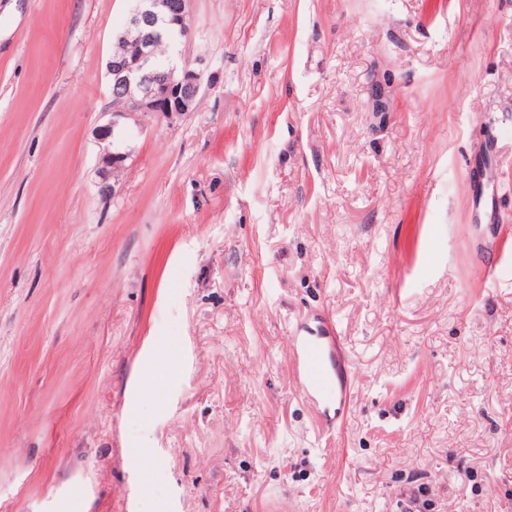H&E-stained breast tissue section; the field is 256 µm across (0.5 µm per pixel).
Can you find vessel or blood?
<instances>
[{"label": "vessel or blood", "mask_w": 512, "mask_h": 512, "mask_svg": "<svg viewBox=\"0 0 512 512\" xmlns=\"http://www.w3.org/2000/svg\"><path fill=\"white\" fill-rule=\"evenodd\" d=\"M289 365L294 375V387L318 413H325L327 402L335 397L337 388L357 382L358 373L339 362L341 338L336 328H329L320 337L289 336Z\"/></svg>", "instance_id": "1"}]
</instances>
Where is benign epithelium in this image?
I'll return each instance as SVG.
<instances>
[{"label":"benign epithelium","instance_id":"obj_1","mask_svg":"<svg viewBox=\"0 0 512 512\" xmlns=\"http://www.w3.org/2000/svg\"><path fill=\"white\" fill-rule=\"evenodd\" d=\"M126 27L119 36H132L139 44L135 56L112 58L107 63L110 84L122 90L120 100L112 101V122L97 130V137L107 141L115 137L120 118H134L149 114H183L193 111L203 86L202 70L187 64L176 65L168 71L148 68L149 58L156 39L155 27L162 23L185 42L190 36V0H134ZM372 112L384 114L392 103L388 89L392 80L375 71L368 76ZM127 159V154L117 150H104L99 158L98 188L103 196L115 192L114 173Z\"/></svg>","mask_w":512,"mask_h":512}]
</instances>
